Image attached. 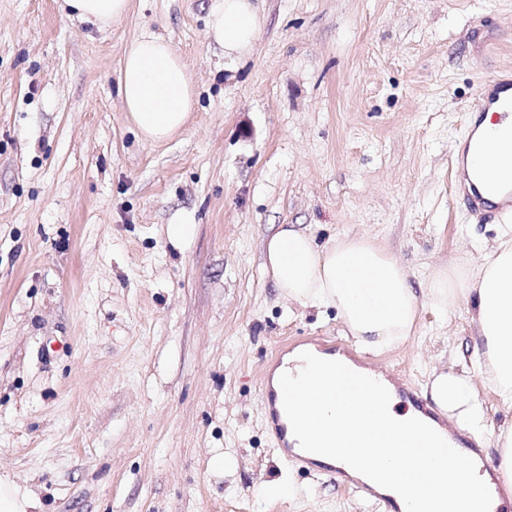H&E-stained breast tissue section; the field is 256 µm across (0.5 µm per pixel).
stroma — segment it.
I'll use <instances>...</instances> for the list:
<instances>
[{"label":"stroma","instance_id":"obj_1","mask_svg":"<svg viewBox=\"0 0 512 512\" xmlns=\"http://www.w3.org/2000/svg\"><path fill=\"white\" fill-rule=\"evenodd\" d=\"M211 3L132 0L99 29L60 0H0V474L44 512H381L279 460L260 369L284 342L339 337L423 389L480 347L467 305L423 310L405 342L369 353L336 309L280 297L264 244L284 224L321 245L366 234L420 295L493 242L496 221L452 194V148L479 84L512 71V0H255L257 38L233 60ZM144 33L197 89L163 143L117 94ZM171 224L194 234L172 243ZM473 383L495 465L512 409ZM219 452L232 475L210 469ZM283 479L288 495L262 494Z\"/></svg>","mask_w":512,"mask_h":512}]
</instances>
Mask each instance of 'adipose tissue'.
I'll list each match as a JSON object with an SVG mask.
<instances>
[{
  "label": "adipose tissue",
  "instance_id": "1",
  "mask_svg": "<svg viewBox=\"0 0 512 512\" xmlns=\"http://www.w3.org/2000/svg\"><path fill=\"white\" fill-rule=\"evenodd\" d=\"M64 3L81 21L101 28L121 20L131 8V0ZM208 25L225 57L232 59L251 49L258 13L252 0H213ZM118 94L139 136L149 142L178 134L196 103L195 82L183 57L153 34L140 35L125 47ZM265 264L282 296L304 307L336 308L351 336L369 352L412 336L423 306L444 316L459 300L470 301V320L483 343L474 370L512 407L511 224L500 225L493 244L480 245L479 260L470 264L463 281L434 273L423 300L412 288L407 269L366 236L321 247L305 231L285 227L266 241ZM470 373L432 375L429 388L449 420L477 436L485 429V412Z\"/></svg>",
  "mask_w": 512,
  "mask_h": 512
}]
</instances>
